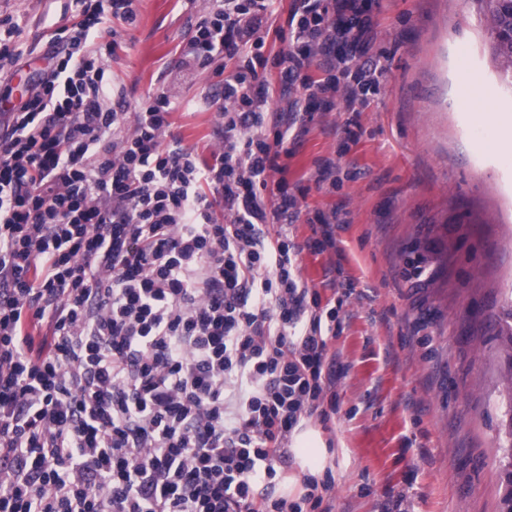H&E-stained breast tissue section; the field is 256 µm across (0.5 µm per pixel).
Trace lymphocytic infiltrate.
<instances>
[{
  "label": "lymphocytic infiltrate",
  "instance_id": "obj_1",
  "mask_svg": "<svg viewBox=\"0 0 512 512\" xmlns=\"http://www.w3.org/2000/svg\"><path fill=\"white\" fill-rule=\"evenodd\" d=\"M274 2L214 0L184 51L203 71L235 62L208 162L165 140L166 96L112 103L101 26L134 23V0H72L52 67L0 128V512H318L333 489L328 471L277 491L294 431L339 411L342 306L296 260L347 221L302 211L286 174L315 112L343 105L358 141L385 69L361 0H295L283 28ZM272 35L290 50L267 56ZM300 221L319 237L297 243Z\"/></svg>",
  "mask_w": 512,
  "mask_h": 512
}]
</instances>
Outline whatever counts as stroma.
<instances>
[{
    "instance_id": "35a3bbf8",
    "label": "stroma",
    "mask_w": 512,
    "mask_h": 512,
    "mask_svg": "<svg viewBox=\"0 0 512 512\" xmlns=\"http://www.w3.org/2000/svg\"><path fill=\"white\" fill-rule=\"evenodd\" d=\"M212 0H136L134 24L119 25L110 69L124 108L166 95L167 138L203 160L219 147L210 106L222 87L213 71L188 65L183 50ZM374 20L369 53L386 68L360 116L363 134L345 145L343 108L315 114L292 146L289 183L301 204L350 222L339 250H303L299 274L324 282L335 264L355 284L342 333L329 343L339 372L340 410L328 423L304 420L279 489L302 490L304 473L332 471L324 512H500L498 458L507 353L499 315L512 301V87L477 0H365ZM70 0H0L25 55L0 76L20 102L49 67ZM494 95L499 124L476 121L461 96L472 75ZM331 161L332 182L315 183ZM426 270L415 282L412 265Z\"/></svg>"
}]
</instances>
